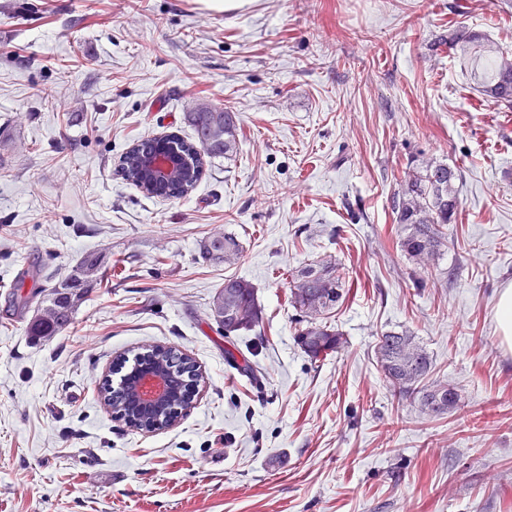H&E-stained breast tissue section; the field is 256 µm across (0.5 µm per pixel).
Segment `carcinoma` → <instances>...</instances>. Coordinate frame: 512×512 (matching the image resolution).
<instances>
[{
    "label": "carcinoma",
    "mask_w": 512,
    "mask_h": 512,
    "mask_svg": "<svg viewBox=\"0 0 512 512\" xmlns=\"http://www.w3.org/2000/svg\"><path fill=\"white\" fill-rule=\"evenodd\" d=\"M445 47L463 62L476 67L490 66L482 77L481 93L500 106L512 109V58L492 45L481 34L463 26L448 27V33L434 42V48ZM193 137L177 134L167 137L189 160L193 174L170 182L168 195L185 196L194 191L205 173L207 159L229 157L238 150V127L235 113L201 106L185 115ZM158 143L157 138L144 139L132 145L122 156L119 175L135 187L151 193L140 171L141 152ZM462 174L457 168L443 163L423 162L405 173L400 189L393 198L394 221L400 225L402 251L416 265L426 268L440 255L447 242L444 229L454 223L460 208L457 182ZM242 255V246L232 234L212 236L199 245V256L206 262L228 266ZM102 260L94 254L83 257L71 274L52 287L39 291L38 314L28 333L40 339L59 336L72 323L82 300L97 281ZM290 303L296 311L295 341L301 351L314 363H321L339 353L344 346L343 333L331 321L329 314L342 302L347 293L342 267L330 259L315 260L292 272ZM210 318L231 338L254 332L263 325V309L251 282L230 275L224 278L209 304ZM377 365L395 392L418 401L422 410L443 415L455 409L461 394L454 386L428 382L432 361L426 349L410 332L385 331L375 345ZM155 364L174 384L170 402L158 412L144 416L132 407V377L123 376L118 387L104 381L101 399L112 413L123 418L129 426L150 430L170 425L192 402V388L198 373L195 361L177 346H157L144 349L134 356V366Z\"/></svg>",
    "instance_id": "carcinoma-1"
}]
</instances>
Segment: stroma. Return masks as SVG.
I'll use <instances>...</instances> for the list:
<instances>
[{"mask_svg": "<svg viewBox=\"0 0 512 512\" xmlns=\"http://www.w3.org/2000/svg\"><path fill=\"white\" fill-rule=\"evenodd\" d=\"M459 22L512 53V0H0V512H512V109L431 44ZM235 113L239 149L182 198L115 173L137 141L187 137L185 112ZM460 168L461 207L428 271L400 249L391 200L410 164ZM236 236L231 267L199 256ZM98 285L61 335L33 307L89 253ZM329 257L352 288L344 349L295 343L291 272ZM264 308L224 358L207 315L227 275ZM407 330L456 386L440 417L390 388L378 333ZM178 346L195 404L147 432L99 387L117 358ZM498 322L502 336L507 342L512 341V287L504 288L498 306Z\"/></svg>", "mask_w": 512, "mask_h": 512, "instance_id": "obj_1", "label": "stroma"}]
</instances>
